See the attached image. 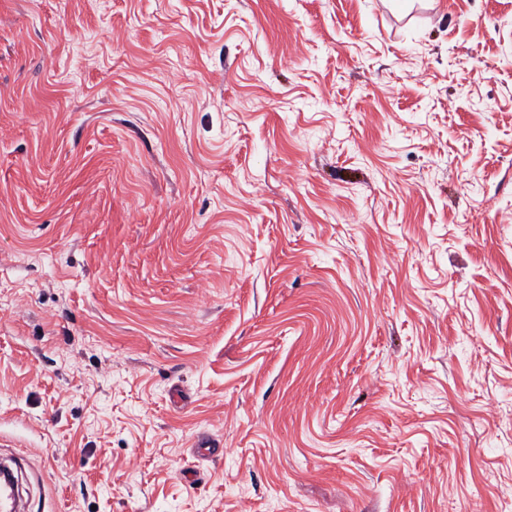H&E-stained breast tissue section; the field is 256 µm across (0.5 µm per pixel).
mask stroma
Here are the masks:
<instances>
[{
  "instance_id": "35a3bbf8",
  "label": "stroma",
  "mask_w": 512,
  "mask_h": 512,
  "mask_svg": "<svg viewBox=\"0 0 512 512\" xmlns=\"http://www.w3.org/2000/svg\"><path fill=\"white\" fill-rule=\"evenodd\" d=\"M1 459L27 512H512V0H0Z\"/></svg>"
}]
</instances>
